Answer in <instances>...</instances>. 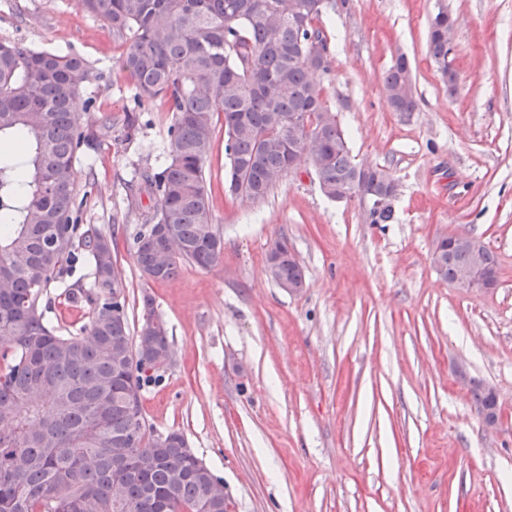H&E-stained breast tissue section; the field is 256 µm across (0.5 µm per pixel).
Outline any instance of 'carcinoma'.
I'll return each mask as SVG.
<instances>
[{"instance_id":"cac0c4a2","label":"carcinoma","mask_w":512,"mask_h":512,"mask_svg":"<svg viewBox=\"0 0 512 512\" xmlns=\"http://www.w3.org/2000/svg\"><path fill=\"white\" fill-rule=\"evenodd\" d=\"M82 9L127 40L123 69L137 107L160 98L171 112L168 162L142 180L159 207L133 239L148 282L175 277L181 265L214 266L223 243L214 230L205 166L218 121L229 160L225 189L264 201L288 174L307 132L319 136L317 175L328 199L336 188L379 191L356 170L336 112L314 81L331 67L320 26L322 0H81ZM317 35L324 58L302 51ZM428 49L454 90L448 68V17L436 15ZM77 53L35 50L0 41V512H228L208 497L211 469L183 451L181 432L155 445L139 394L158 380V356L170 343L153 328L154 301L130 335L118 290L112 240L82 224L75 160L96 147L98 126L80 122L92 104L91 80ZM397 112H413L411 70L401 55L383 80ZM139 112L124 115L121 139L136 140ZM92 290H69L90 307L82 335L63 336L45 320L47 289L72 277L83 256ZM470 262L455 252L442 267L451 281ZM278 277L302 282L295 256L283 251ZM120 486L123 507L112 506Z\"/></svg>"}]
</instances>
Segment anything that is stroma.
<instances>
[{
  "label": "stroma",
  "mask_w": 512,
  "mask_h": 512,
  "mask_svg": "<svg viewBox=\"0 0 512 512\" xmlns=\"http://www.w3.org/2000/svg\"><path fill=\"white\" fill-rule=\"evenodd\" d=\"M454 23L455 87L428 52L438 5ZM332 64L327 104L357 162L399 184L394 218L327 199L304 169L261 203L224 192V131L206 165L219 262L146 281L132 238L158 205L140 180L159 168L171 115L156 101L139 140L118 123L134 106L125 50L80 0H0V40L75 52L93 69L85 121L106 125L75 164L85 227L111 237L131 329L151 296L175 356L142 392L157 432L175 429L221 478L229 512H512V0H347L322 18ZM409 62L417 108L397 112L385 71ZM480 238L499 285L471 292L432 266L439 238ZM288 242L305 274L277 288L266 254ZM47 321L70 335L89 309L48 291ZM506 419L485 429L473 383Z\"/></svg>",
  "instance_id": "1"
}]
</instances>
